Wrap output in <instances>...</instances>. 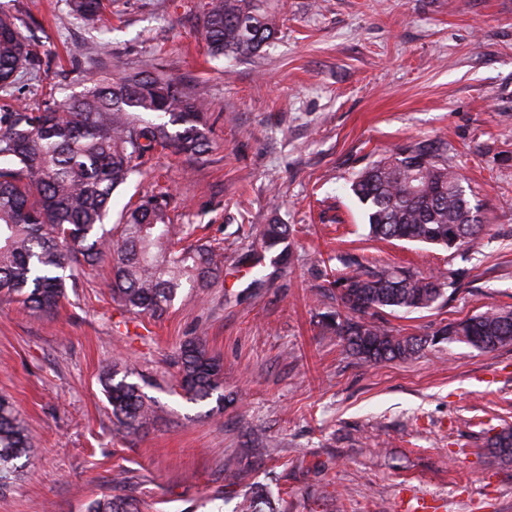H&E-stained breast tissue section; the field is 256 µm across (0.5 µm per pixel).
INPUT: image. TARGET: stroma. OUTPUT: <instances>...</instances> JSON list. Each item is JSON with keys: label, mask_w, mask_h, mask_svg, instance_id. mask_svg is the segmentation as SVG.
<instances>
[{"label": "stroma", "mask_w": 512, "mask_h": 512, "mask_svg": "<svg viewBox=\"0 0 512 512\" xmlns=\"http://www.w3.org/2000/svg\"><path fill=\"white\" fill-rule=\"evenodd\" d=\"M271 2L276 37L213 61L204 0H114L96 31L65 0H0L36 63L11 110L80 93L82 69L97 63L156 66L205 103L207 151L155 154L106 222L161 185L172 223L224 253L223 279L180 288L159 319L112 301L106 265L50 316L0 300V395L34 443L0 512H85L114 493L138 512H240L255 486L283 512H415L422 496L437 512H512V463L485 446L512 427V345L441 342L409 362L367 363L325 326L341 307L334 280L383 267L450 283L433 309L378 313L403 336L512 309V0ZM417 143L440 148L479 204L475 241L446 250L369 236L352 181ZM276 220L289 226L285 269L259 239ZM194 336L224 361L223 412L174 392L179 345ZM113 362L160 408L131 438L115 436L100 382Z\"/></svg>", "instance_id": "stroma-1"}]
</instances>
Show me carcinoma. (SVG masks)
<instances>
[{
    "instance_id": "obj_1",
    "label": "carcinoma",
    "mask_w": 512,
    "mask_h": 512,
    "mask_svg": "<svg viewBox=\"0 0 512 512\" xmlns=\"http://www.w3.org/2000/svg\"><path fill=\"white\" fill-rule=\"evenodd\" d=\"M86 27L97 28L112 0H67ZM203 34L209 54L248 57L276 34L268 0H208ZM31 53L17 18L0 9V91L11 94ZM84 90L41 112H0V296L21 301L39 315L55 312L66 280L108 261L112 300L134 316L159 318L177 290L206 288L223 275L216 247L176 248L170 224L172 196L160 192L127 212L106 230L113 193L159 149L187 157L208 147L206 108L176 79L150 71L112 75L87 70ZM351 190L365 206L369 234L456 247L455 234L474 241L484 230L461 178L443 155L419 144L405 146L366 167ZM288 237V226L267 224L266 251ZM343 312L335 331L348 351L365 362L408 361L429 343L463 341L491 353L512 345V310L486 311L448 324L432 338L398 336L371 316L388 309L413 312L442 302L448 278L383 268L335 281ZM180 386L193 402L216 398L224 407V364L199 337L178 352ZM129 372L114 365L103 371V390L117 433L127 436L158 419L156 404ZM492 453L512 459V431L490 441ZM32 446L13 404L0 396V491L16 484ZM88 512H135L133 502L104 495ZM245 512H277L269 494L256 488Z\"/></svg>"
}]
</instances>
